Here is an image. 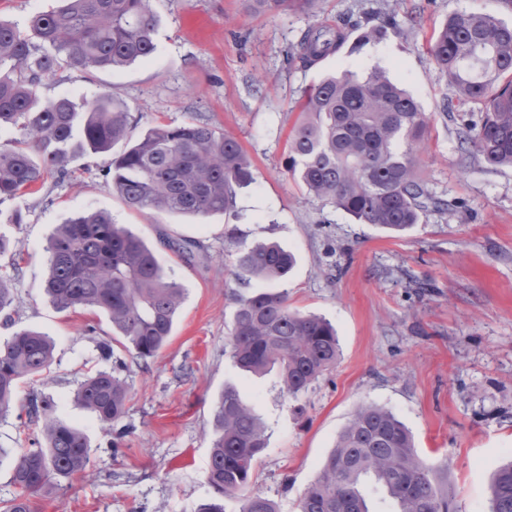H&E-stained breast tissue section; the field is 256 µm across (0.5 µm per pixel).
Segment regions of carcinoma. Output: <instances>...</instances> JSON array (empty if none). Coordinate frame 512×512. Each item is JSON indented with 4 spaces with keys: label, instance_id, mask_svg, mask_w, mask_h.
<instances>
[{
    "label": "carcinoma",
    "instance_id": "obj_1",
    "mask_svg": "<svg viewBox=\"0 0 512 512\" xmlns=\"http://www.w3.org/2000/svg\"><path fill=\"white\" fill-rule=\"evenodd\" d=\"M243 2L253 13L284 6L304 12L316 0ZM150 4L60 0L55 9L32 15L25 32L0 19V128L20 131L0 145V198L24 195L49 176L66 178L69 162L86 153L112 154L106 171L112 192L144 213L224 214L233 207L236 189L255 181L240 143L205 115L149 127L136 136L130 112L110 94L83 104L69 97L42 99L44 82L64 64L91 72L149 59L156 27ZM344 40L338 31L318 29L305 34L288 56L316 64ZM429 53L456 100L478 105L476 111L456 113L453 99L444 103L461 154L494 168L512 167V24L481 11L455 13L435 33ZM430 125L414 96L383 70L329 74L303 97L288 136L289 170L309 196L359 224L401 235L445 206L420 175V150ZM47 251L45 291L59 311L87 307L105 313L122 347L143 362L164 348L183 293L143 240L105 212H84L57 228ZM295 263L294 254L280 245L258 243L238 253L234 275L283 282ZM13 302L12 278L0 275V313ZM228 344L235 365L245 372L262 376L278 368L284 391L293 398L340 357L334 326L291 308L286 290L238 297ZM99 350L112 368L87 377L76 396L119 441L128 434L121 426L129 401L121 375L127 365L111 344ZM53 351L54 341L33 330L15 333L0 349V414L14 407L21 379L49 367ZM23 411L24 426L40 428L44 444L19 456L12 482L20 493L3 512H36L30 496L90 463L86 433L61 420L50 402L34 395ZM214 425L209 485L238 499L239 512H278L269 498L244 493L266 438L236 386L224 385ZM368 482L395 501L398 512H449L448 489L436 467L417 455L406 425L370 404L356 409L301 496L299 512H371ZM489 503L490 512H512V461L495 471Z\"/></svg>",
    "mask_w": 512,
    "mask_h": 512
}]
</instances>
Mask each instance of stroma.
<instances>
[{
	"instance_id": "35a3bbf8",
	"label": "stroma",
	"mask_w": 512,
	"mask_h": 512,
	"mask_svg": "<svg viewBox=\"0 0 512 512\" xmlns=\"http://www.w3.org/2000/svg\"><path fill=\"white\" fill-rule=\"evenodd\" d=\"M158 20L152 57L87 74L67 67L43 98L92 101L111 93L139 129L178 125L203 113L235 137L256 181L238 189L230 212L204 218L142 214L112 193L107 154L77 158L64 180L0 200V273L15 275L0 346L21 329L55 342L47 373L24 379L19 402L49 399L81 427L91 447L86 472L39 492V512H197L215 499L206 480L213 414L225 384L266 426L267 446L249 492L298 512L339 434L362 404L391 410L411 431L417 454L440 467L456 512H488L497 465L512 459V169L461 161L454 125L442 110L452 91L427 53L449 16L479 10L512 23L507 0H318L309 12L254 15L242 0H151ZM394 26L377 41L359 38L378 15ZM346 28L340 50L302 67L288 51L312 27ZM378 67L406 87L432 119L422 152L429 188L448 202L393 237L305 195L288 170V133L304 92L326 74ZM23 221L11 223L15 211ZM105 211L153 247L184 290L172 336L148 367L129 360L130 433L113 446L107 426L76 400L80 383L107 366L97 350L111 341L107 316L58 311L44 291L46 247L54 228L79 212ZM275 241L296 256L285 287L292 308L336 326L340 358L298 398L277 372L256 378L234 364L228 345L235 299L261 288L231 270L238 249ZM188 245L191 256L171 249ZM23 256L13 264L14 253ZM30 442L16 412L0 415V506Z\"/></svg>"
}]
</instances>
